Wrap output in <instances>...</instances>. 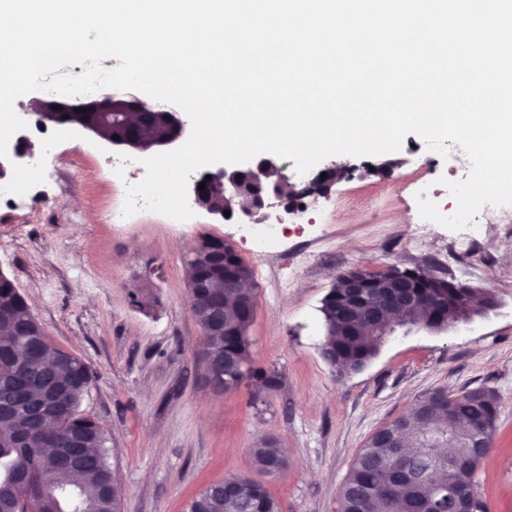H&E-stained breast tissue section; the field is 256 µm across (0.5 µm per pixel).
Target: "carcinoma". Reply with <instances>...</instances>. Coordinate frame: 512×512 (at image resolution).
<instances>
[{"instance_id":"1","label":"carcinoma","mask_w":512,"mask_h":512,"mask_svg":"<svg viewBox=\"0 0 512 512\" xmlns=\"http://www.w3.org/2000/svg\"><path fill=\"white\" fill-rule=\"evenodd\" d=\"M224 264L210 267L187 259L190 280L206 284L195 298L224 303V333L206 337V343L241 362L246 381L263 390L282 385L274 369L257 368L249 351L248 330L253 322L254 292L241 294L224 288V281L239 277L248 264L226 245ZM406 292L417 306L400 312L387 306L381 288L372 286L354 294L338 287L327 296L324 307L326 336L322 347L334 350L332 366L359 371L389 339V326L423 329L463 314L464 289L455 282H437L409 268ZM39 345L42 359L58 362V372L37 379L22 369V347ZM75 375L92 381L90 367L82 359L57 348L35 320L28 304L6 279L0 282V512H120L118 498L106 492L114 484L109 463V440L97 422L83 414L86 388H74L61 400L63 411L46 420L32 417L30 407L45 398L60 381ZM460 423L480 427L485 437L496 432L501 408L498 394L483 386L448 395L445 388L422 396L413 410L386 424L393 430L397 448H379L368 439L354 460L339 495V512H448V485L466 491L475 512H485L475 476L483 457L471 441L460 439L448 454L437 445L448 440V398ZM45 436L62 443L73 435L82 438L86 460L81 479H64L68 467L63 452L30 448L24 441ZM257 467L267 473L283 468L280 449L271 444L252 449ZM233 493L224 495L210 485L188 504L187 512H279V502L249 477H233Z\"/></svg>"}]
</instances>
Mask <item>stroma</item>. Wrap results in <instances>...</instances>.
<instances>
[{
    "mask_svg": "<svg viewBox=\"0 0 512 512\" xmlns=\"http://www.w3.org/2000/svg\"><path fill=\"white\" fill-rule=\"evenodd\" d=\"M45 172L19 182L0 202V270L13 280L47 336L82 358L92 381L81 410L103 428L121 512H185L208 484L263 478L282 512H338L339 492L367 438L437 388L459 394L485 386L501 399L492 455L478 490L488 512H512V206H484L485 242L461 257L481 265L475 288L493 308L441 332H397L361 372L337 376L322 357V300L350 269L419 266L447 277L453 230L420 234L416 195L426 163L436 177L467 156L450 144L435 157L406 135L397 167L384 178L358 176L311 198L275 253L256 255L244 224L195 208L169 223L141 210L120 224L128 186L145 169L137 150L78 128L52 127ZM221 239L254 270L256 312L248 336L255 365L281 373L274 391L208 387L198 357L202 330L189 308L187 258L202 240ZM307 251L306 264L295 254ZM283 449L287 466L261 477L252 448Z\"/></svg>",
    "mask_w": 512,
    "mask_h": 512,
    "instance_id": "obj_1",
    "label": "stroma"
}]
</instances>
